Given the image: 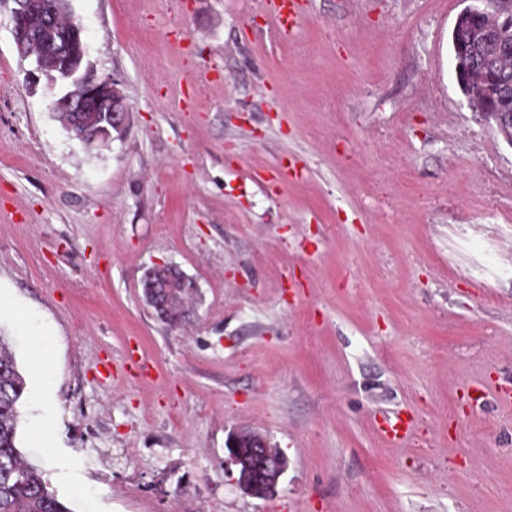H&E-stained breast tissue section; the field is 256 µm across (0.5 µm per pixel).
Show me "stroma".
I'll return each mask as SVG.
<instances>
[{"mask_svg": "<svg viewBox=\"0 0 512 512\" xmlns=\"http://www.w3.org/2000/svg\"><path fill=\"white\" fill-rule=\"evenodd\" d=\"M67 4L129 106L104 149L55 119L0 0V337L59 498L512 512V145L453 74L467 0H310L292 42L243 0ZM282 159L307 177L271 182ZM163 264L197 287L177 327L142 296ZM237 430L285 456L273 495L239 488ZM379 427L386 438L394 443H398L404 439L408 423L400 414L388 413L382 416Z\"/></svg>", "mask_w": 512, "mask_h": 512, "instance_id": "stroma-1", "label": "stroma"}]
</instances>
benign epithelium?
Wrapping results in <instances>:
<instances>
[{
    "label": "benign epithelium",
    "mask_w": 512,
    "mask_h": 512,
    "mask_svg": "<svg viewBox=\"0 0 512 512\" xmlns=\"http://www.w3.org/2000/svg\"><path fill=\"white\" fill-rule=\"evenodd\" d=\"M12 35L18 54L31 60L30 76L47 79L45 94L52 112L67 117L69 128L76 130L74 139L83 146L109 147L125 134L129 107L113 76L99 75L89 63L87 48L81 46L83 28L74 23L61 30L55 21L56 0H13ZM467 26L473 37L488 43L512 38V0H483L470 4L458 15L455 27ZM506 56L497 55L496 70L484 63L471 69L473 81L487 84L496 91L512 88V67ZM485 114L492 118L499 131L512 144V112L488 105ZM165 278L152 285L146 300L161 320L177 327L188 316L186 301L177 298L178 286L187 277L174 266H163ZM245 433L228 435L227 462L238 467L239 487L249 495L276 491L286 464L275 455L267 439L254 436L243 444Z\"/></svg>",
    "instance_id": "7a95c632"
}]
</instances>
